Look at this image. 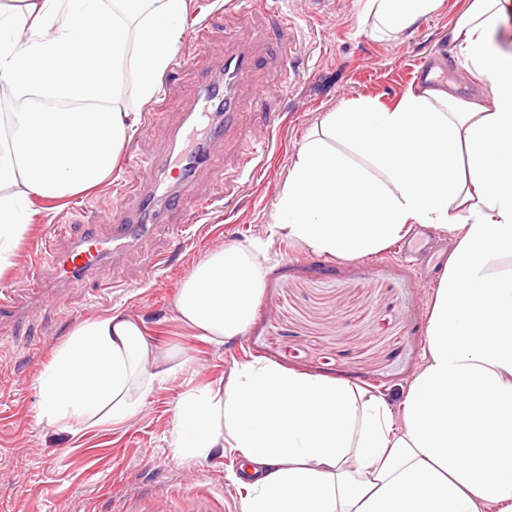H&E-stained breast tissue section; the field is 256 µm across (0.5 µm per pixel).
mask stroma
<instances>
[{
	"mask_svg": "<svg viewBox=\"0 0 512 512\" xmlns=\"http://www.w3.org/2000/svg\"><path fill=\"white\" fill-rule=\"evenodd\" d=\"M469 3L442 0L410 29L378 39L358 0H265L251 26L265 34L257 49L275 77L261 95H247L243 129L226 133L219 160L224 175L202 182L207 215L188 203L171 223L155 226L127 253L105 261L85 286L54 295L36 317L0 332V512H169L175 505L193 512L202 495L218 512H240L235 454L187 466L170 448L181 394L223 385L237 364L272 361L399 397L423 363L447 236L414 228L422 251L414 260L404 259L396 244L362 259L328 260L272 233L271 215L299 147L327 113L364 97L394 105L420 87L417 71L430 58L443 72L437 87L469 100L487 96V84L457 59L453 30ZM244 4L191 0L187 24L208 25L213 60L242 38L236 13ZM189 29L158 94L140 105V122L111 177L36 217L0 290L23 285V272L40 258L42 235L63 246L79 225L102 223L129 167L163 155L167 133L155 114L180 112V89L196 81L188 62L194 51ZM284 39L291 44L285 56L275 50ZM250 243L261 244L268 256L254 321L244 336L213 345L178 320L176 294L209 253ZM151 258L157 267H148ZM114 309L143 323L172 376L123 424L74 435L40 422L39 373L75 326Z\"/></svg>",
	"mask_w": 512,
	"mask_h": 512,
	"instance_id": "stroma-1",
	"label": "stroma"
}]
</instances>
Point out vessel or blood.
<instances>
[{"label": "vessel or blood", "instance_id": "obj_1", "mask_svg": "<svg viewBox=\"0 0 512 512\" xmlns=\"http://www.w3.org/2000/svg\"><path fill=\"white\" fill-rule=\"evenodd\" d=\"M257 71L255 56L246 47L204 67L183 113L169 129L167 151L149 170L139 172L134 204L116 205L107 225H83L70 245L53 250L50 265L61 289L86 284L104 261L135 246L155 225L168 223L180 201L197 197L202 177L220 175L214 157L244 106L239 88ZM42 293V288L33 287L1 294L0 325L34 316Z\"/></svg>", "mask_w": 512, "mask_h": 512}]
</instances>
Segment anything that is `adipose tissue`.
<instances>
[{
  "label": "adipose tissue",
  "instance_id": "adipose-tissue-1",
  "mask_svg": "<svg viewBox=\"0 0 512 512\" xmlns=\"http://www.w3.org/2000/svg\"><path fill=\"white\" fill-rule=\"evenodd\" d=\"M0 5V277L40 203L109 178L155 97L189 0H20ZM440 0H366L371 32L407 30ZM504 0H471L458 61L486 79L476 104L426 87L394 107L369 98L327 113L303 141L273 209L274 233L358 259L415 227L448 235L423 364L398 404L372 389L266 360L224 386L185 391L174 458L239 453L241 512H512V53L494 36ZM131 91L123 93L120 77ZM265 255L211 252L175 299L179 320L220 346L246 333ZM118 310L79 324L36 380L39 418L79 433L136 416L171 373Z\"/></svg>",
  "mask_w": 512,
  "mask_h": 512
}]
</instances>
